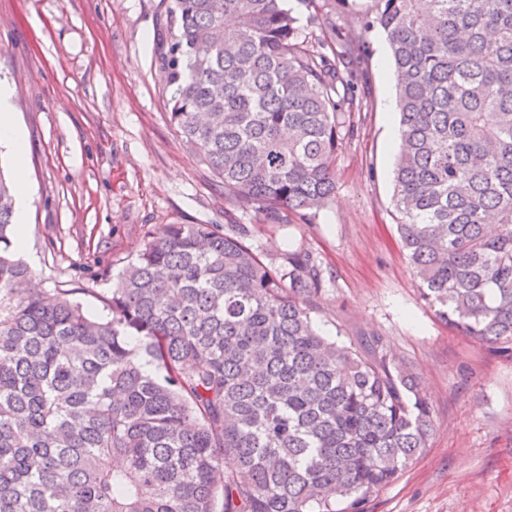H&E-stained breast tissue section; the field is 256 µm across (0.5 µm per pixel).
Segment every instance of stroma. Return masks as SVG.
<instances>
[{"label": "stroma", "mask_w": 512, "mask_h": 512, "mask_svg": "<svg viewBox=\"0 0 512 512\" xmlns=\"http://www.w3.org/2000/svg\"><path fill=\"white\" fill-rule=\"evenodd\" d=\"M166 0H0V81L27 138L25 263L106 316L112 277L167 224H220L224 189L182 145L155 61ZM374 0L337 20L365 35L369 92L310 224L253 222L265 253L304 245L327 286L316 323L346 343L382 336L432 404L429 448L362 512H512V358L450 331L418 298L394 227L396 81Z\"/></svg>", "instance_id": "1"}]
</instances>
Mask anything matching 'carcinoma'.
<instances>
[{
    "instance_id": "cac0c4a2",
    "label": "carcinoma",
    "mask_w": 512,
    "mask_h": 512,
    "mask_svg": "<svg viewBox=\"0 0 512 512\" xmlns=\"http://www.w3.org/2000/svg\"><path fill=\"white\" fill-rule=\"evenodd\" d=\"M315 50L288 0H169L168 118L233 211L310 224L336 191L367 80L362 36ZM397 72L393 202L421 299L512 357V0H374ZM0 174V512H357L429 448L417 375L372 335L340 344L298 245L168 224L112 282L108 316L50 296L12 252ZM151 370H144V365Z\"/></svg>"
}]
</instances>
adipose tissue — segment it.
Returning a JSON list of instances; mask_svg holds the SVG:
<instances>
[{"label":"adipose tissue","instance_id":"obj_1","mask_svg":"<svg viewBox=\"0 0 512 512\" xmlns=\"http://www.w3.org/2000/svg\"><path fill=\"white\" fill-rule=\"evenodd\" d=\"M7 146L16 157V190L19 201L15 207V223L17 226L16 248L18 252L26 250L27 208L24 197L27 193V180L23 159L26 155V137L24 131L17 126L12 112V89L8 84L0 82V146Z\"/></svg>","mask_w":512,"mask_h":512}]
</instances>
